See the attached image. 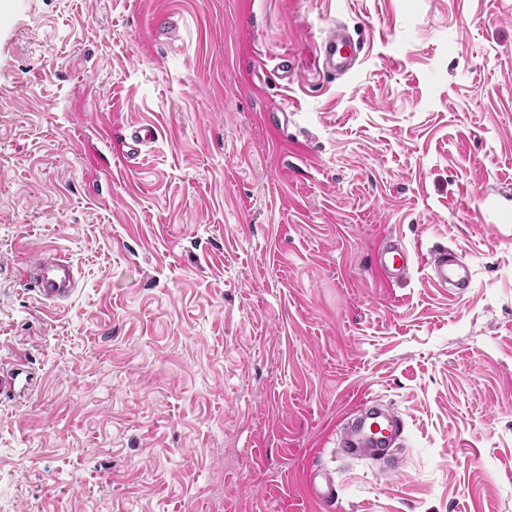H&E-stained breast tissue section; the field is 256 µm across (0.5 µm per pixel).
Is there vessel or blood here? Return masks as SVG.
<instances>
[{
  "label": "vessel or blood",
  "instance_id": "obj_1",
  "mask_svg": "<svg viewBox=\"0 0 512 512\" xmlns=\"http://www.w3.org/2000/svg\"><path fill=\"white\" fill-rule=\"evenodd\" d=\"M322 68L331 76L350 73L357 62L349 35L341 27H333L319 44ZM158 138L156 128L149 124L133 126L120 140L127 160L136 159L143 147ZM375 267L389 281L406 278L412 266L409 249L400 241L383 240L374 251ZM23 281L41 302H55L70 297L77 288L73 263L56 249L35 253L22 267ZM431 281L466 292L472 284L470 265L457 254L439 252L431 266ZM404 420L378 399L364 402L358 421L349 424L337 436L336 447L348 457H381L396 448L404 433Z\"/></svg>",
  "mask_w": 512,
  "mask_h": 512
}]
</instances>
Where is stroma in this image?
I'll list each match as a JSON object with an SVG mask.
<instances>
[{
	"label": "stroma",
	"instance_id": "stroma-1",
	"mask_svg": "<svg viewBox=\"0 0 512 512\" xmlns=\"http://www.w3.org/2000/svg\"><path fill=\"white\" fill-rule=\"evenodd\" d=\"M115 121L159 138L125 161ZM43 248L78 272L53 306L21 278ZM444 249L465 294L425 276ZM16 368L0 512H512V0H0ZM370 398L398 469L336 453ZM323 71L333 77L350 73L357 62L349 35L340 26L330 29L319 44ZM375 267L388 281L406 278L412 266L409 249L398 240L387 238L374 250Z\"/></svg>",
	"mask_w": 512,
	"mask_h": 512
}]
</instances>
